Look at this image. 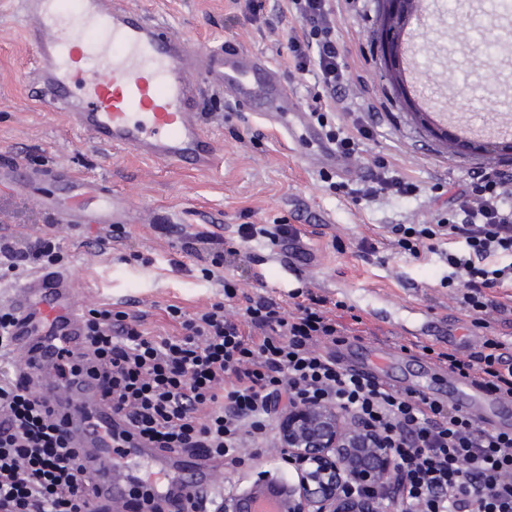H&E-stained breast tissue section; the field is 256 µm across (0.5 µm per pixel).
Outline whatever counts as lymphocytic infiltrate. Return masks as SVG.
Returning <instances> with one entry per match:
<instances>
[{"label": "lymphocytic infiltrate", "mask_w": 512, "mask_h": 512, "mask_svg": "<svg viewBox=\"0 0 512 512\" xmlns=\"http://www.w3.org/2000/svg\"><path fill=\"white\" fill-rule=\"evenodd\" d=\"M280 13L301 23L288 36L299 71L314 72L330 92L326 109L344 104L348 85L339 63L330 0H281ZM418 184L395 164L376 161L355 202L382 195L413 197ZM178 233L187 256L203 260L206 280L222 282L223 300L192 314L170 306L178 333L151 328L149 313L105 302L85 314L86 358L60 350L58 374L97 375L113 414L124 424L117 440L140 439L165 452L239 464L275 449L281 402L327 403L354 412L398 463L399 512H512V433L495 432L458 407L417 390H397L345 366L335 345L346 336L336 305L309 289L275 298L264 290L237 293L224 269L251 260V243L299 240L287 220L241 224L237 239L200 224ZM413 259L438 255L449 268L442 287L476 327L507 321L512 302L497 291L512 286V172L473 171L448 199V209L425 224H389L357 250L372 257L381 246ZM64 254L54 225H0V282L59 266ZM13 312L0 302V512H98L92 482L44 402L16 371ZM422 355L457 376L512 398V354L492 336L467 356L420 346Z\"/></svg>", "instance_id": "lymphocytic-infiltrate-1"}]
</instances>
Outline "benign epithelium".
<instances>
[{
  "label": "benign epithelium",
  "instance_id": "benign-epithelium-1",
  "mask_svg": "<svg viewBox=\"0 0 512 512\" xmlns=\"http://www.w3.org/2000/svg\"><path fill=\"white\" fill-rule=\"evenodd\" d=\"M409 0H385L381 42L388 69L397 65L395 23ZM283 456L296 477L224 494L218 512H253V504L275 497L283 512H383L394 460L378 440L346 411L330 406L288 407L278 430Z\"/></svg>",
  "mask_w": 512,
  "mask_h": 512
}]
</instances>
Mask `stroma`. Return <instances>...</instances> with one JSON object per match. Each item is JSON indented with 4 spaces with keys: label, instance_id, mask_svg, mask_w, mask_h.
I'll return each instance as SVG.
<instances>
[{
    "label": "stroma",
    "instance_id": "obj_1",
    "mask_svg": "<svg viewBox=\"0 0 512 512\" xmlns=\"http://www.w3.org/2000/svg\"><path fill=\"white\" fill-rule=\"evenodd\" d=\"M172 25L191 52L224 43L266 61L273 78L286 82L304 111H313L327 94L313 74H301L287 60V35L300 30L293 16L278 13L266 0L261 22L247 20L231 0H128ZM423 12L416 26V50L408 62L411 95L426 91L429 111L455 113L463 121L512 125V14L496 10L494 0H415ZM377 0H338L336 38L340 62L351 78L348 108L328 113L327 125L348 130L355 113L375 106L384 121L372 138L361 140L349 163L355 176L365 175L374 160L397 161L400 170L421 184L415 198L389 197L354 203L336 190L335 176L310 169L309 150L262 126L255 113L218 98L208 99L207 132L220 144L222 168L194 171L164 166L128 148L89 142L73 129L64 113L36 94L31 83L35 54L25 40L26 20L16 6H0V166L45 169L59 165L79 176L104 179L134 211L119 251L99 254L95 228L61 226L57 235L66 268L80 286L77 305L89 309L102 302L143 301L153 325L178 330L168 313L175 305L192 313L222 299L217 282L205 281L199 263L175 271L181 256L179 224H220L232 238L241 224H270L288 217L311 226L304 243L316 257L302 278L285 273L272 247L257 246L245 267L230 275L241 290L262 286L280 297L308 285L343 302L363 319V336H349L336 354L350 363L381 350L397 353L405 372L427 371L436 397L447 398V370L409 352L410 343H430L428 321L447 318L451 348L466 355L479 347L483 330L473 328L440 281L447 268L437 256L416 261L385 252L366 259L356 251L363 237H374L384 224H418L447 207L437 186L463 184L471 169L493 163L512 166V152L481 157L463 155L447 140L425 132L417 112L394 98L383 72L376 39ZM46 179L24 184L0 183V224H45L48 216L32 195L54 196ZM293 470L279 456L267 455L226 471L213 469V480L241 491L268 479L288 478Z\"/></svg>",
    "mask_w": 512,
    "mask_h": 512
}]
</instances>
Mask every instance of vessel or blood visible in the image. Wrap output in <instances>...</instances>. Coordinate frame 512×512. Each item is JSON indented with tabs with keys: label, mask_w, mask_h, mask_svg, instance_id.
Here are the masks:
<instances>
[{
	"label": "vessel or blood",
	"mask_w": 512,
	"mask_h": 512,
	"mask_svg": "<svg viewBox=\"0 0 512 512\" xmlns=\"http://www.w3.org/2000/svg\"><path fill=\"white\" fill-rule=\"evenodd\" d=\"M18 7L29 20L26 40L35 53L32 79L39 94L95 143L130 148L191 170L221 168L224 154L203 121L204 103L212 95L257 112L283 136L310 126L307 114L293 109L292 89L274 81L260 57L221 45L191 54L174 28L130 7L127 0H19ZM341 161L333 143L325 141L310 164L338 172ZM49 176L74 201L87 197L96 202L90 216L74 203L36 199V206L52 212L57 223L75 228L92 221L126 223L129 206L100 183L62 166ZM77 291L64 270H42L29 278L13 295L14 344L24 357L22 374L54 410L98 501L108 504L126 497L128 454L160 461L168 455L137 440L131 448L116 449L112 409L96 377H54L58 347L75 354L82 350ZM448 401L499 430L504 415L512 412V400L459 377Z\"/></svg>",
	"instance_id": "b4317fda"
}]
</instances>
